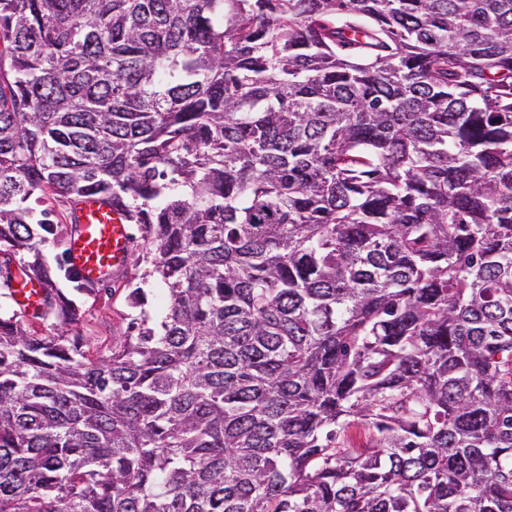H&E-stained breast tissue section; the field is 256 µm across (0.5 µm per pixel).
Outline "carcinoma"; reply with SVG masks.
I'll list each match as a JSON object with an SVG mask.
<instances>
[{
    "label": "carcinoma",
    "instance_id": "1",
    "mask_svg": "<svg viewBox=\"0 0 512 512\" xmlns=\"http://www.w3.org/2000/svg\"><path fill=\"white\" fill-rule=\"evenodd\" d=\"M49 192L140 226L106 356ZM2 245L0 512H512V0H0ZM28 205L34 208L36 214L40 211L47 210L50 213V219L54 224H69L67 217L68 211L65 206L59 205L50 194L43 195L40 198L33 197Z\"/></svg>",
    "mask_w": 512,
    "mask_h": 512
}]
</instances>
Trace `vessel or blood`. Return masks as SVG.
<instances>
[{
  "label": "vessel or blood",
  "instance_id": "obj_1",
  "mask_svg": "<svg viewBox=\"0 0 512 512\" xmlns=\"http://www.w3.org/2000/svg\"><path fill=\"white\" fill-rule=\"evenodd\" d=\"M76 217L80 231L67 245L70 267L86 282L99 281L107 272H123L131 244L124 210L88 197L78 205Z\"/></svg>",
  "mask_w": 512,
  "mask_h": 512
}]
</instances>
